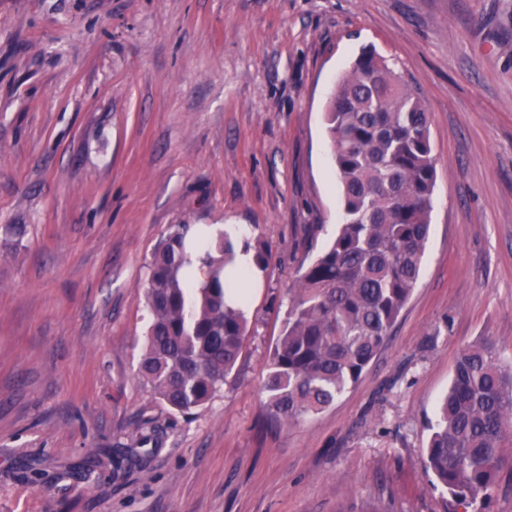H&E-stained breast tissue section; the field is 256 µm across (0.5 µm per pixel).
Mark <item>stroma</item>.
Returning a JSON list of instances; mask_svg holds the SVG:
<instances>
[{"mask_svg":"<svg viewBox=\"0 0 512 512\" xmlns=\"http://www.w3.org/2000/svg\"><path fill=\"white\" fill-rule=\"evenodd\" d=\"M365 46L430 112L421 276L360 381L273 425L287 290L341 220L325 112ZM172 224L272 250L190 419L135 375ZM484 336L512 360V0H0V512H452L427 424Z\"/></svg>","mask_w":512,"mask_h":512,"instance_id":"stroma-1","label":"stroma"}]
</instances>
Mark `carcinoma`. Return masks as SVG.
<instances>
[{"label":"carcinoma","instance_id":"cac0c4a2","mask_svg":"<svg viewBox=\"0 0 512 512\" xmlns=\"http://www.w3.org/2000/svg\"><path fill=\"white\" fill-rule=\"evenodd\" d=\"M342 222L332 242L298 269L263 392L270 419L296 424L330 407L385 346L420 277L437 179L430 113L403 76L364 48L339 78L326 112ZM172 224L151 253L144 285L150 314L139 379L157 400L193 416L224 386L249 335L226 301L233 244L220 232L192 287L186 241ZM266 273L268 245L244 240ZM425 470L463 507L482 512L503 474L512 477V362L490 338L465 346L430 423Z\"/></svg>","mask_w":512,"mask_h":512}]
</instances>
